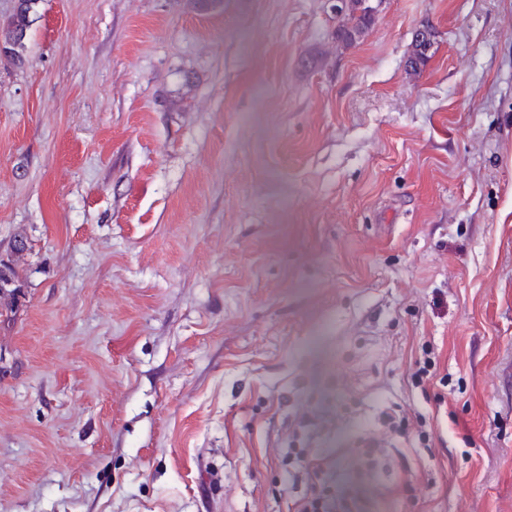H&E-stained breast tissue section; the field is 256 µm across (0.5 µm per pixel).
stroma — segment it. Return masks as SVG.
I'll use <instances>...</instances> for the list:
<instances>
[{"label":"stroma","instance_id":"35a3bbf8","mask_svg":"<svg viewBox=\"0 0 512 512\" xmlns=\"http://www.w3.org/2000/svg\"><path fill=\"white\" fill-rule=\"evenodd\" d=\"M368 3L37 0L0 512H289L303 422L350 512H512V0ZM350 6L343 12L346 22L336 30V36L342 41L353 42L365 30L369 29L374 18L367 6H364L365 0H349Z\"/></svg>","mask_w":512,"mask_h":512}]
</instances>
